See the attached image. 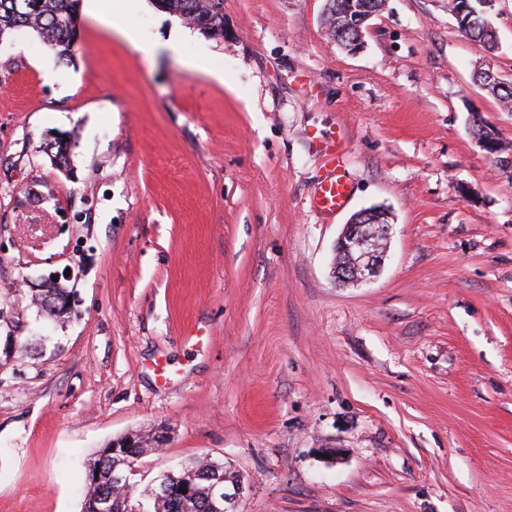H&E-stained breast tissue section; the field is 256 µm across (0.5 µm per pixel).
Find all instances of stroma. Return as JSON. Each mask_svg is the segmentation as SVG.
<instances>
[{
	"instance_id": "stroma-1",
	"label": "stroma",
	"mask_w": 512,
	"mask_h": 512,
	"mask_svg": "<svg viewBox=\"0 0 512 512\" xmlns=\"http://www.w3.org/2000/svg\"><path fill=\"white\" fill-rule=\"evenodd\" d=\"M324 8L224 0L223 39L172 51L179 19L141 0L135 41L84 15L65 64L26 30L0 44V512H81L88 460L160 426L137 490L208 455L237 512H512V173L470 125L512 146L474 79L512 80V0L492 55L448 0H386L356 53ZM333 131L352 195L325 218ZM372 207L384 264L338 286ZM50 278L60 321L31 303Z\"/></svg>"
}]
</instances>
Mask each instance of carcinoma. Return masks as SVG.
<instances>
[{
	"mask_svg": "<svg viewBox=\"0 0 512 512\" xmlns=\"http://www.w3.org/2000/svg\"><path fill=\"white\" fill-rule=\"evenodd\" d=\"M31 7L15 11L11 0H0V37L26 29L35 32L43 45L53 51L61 62L70 60L79 38V16L82 0H29ZM384 0H332L333 11L325 15L324 23L330 35L342 43L357 37L350 26L347 8H355L360 15L378 12ZM159 11L180 19L209 37H224V0H151ZM465 35L479 42L492 52L497 41L491 20L465 31ZM476 79L486 87L505 110L512 109V81L505 82L499 75L491 76L486 70L475 73ZM157 431L135 433L137 447L130 449L131 462L155 447ZM115 457L111 446L98 451L87 465L83 491L82 512H97L98 501L112 496L125 503L123 512H213L208 499V483L200 473L207 472L212 480L220 483L236 480L234 474L224 470V461L201 457L183 465L176 474L163 473L153 480V485L141 494L134 486L117 484L112 468Z\"/></svg>",
	"mask_w": 512,
	"mask_h": 512,
	"instance_id": "obj_1",
	"label": "carcinoma"
}]
</instances>
